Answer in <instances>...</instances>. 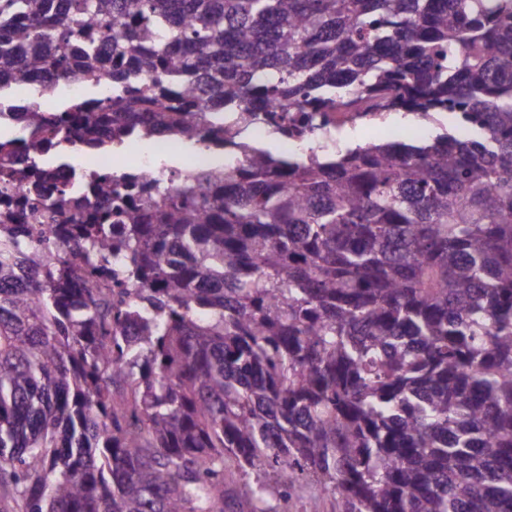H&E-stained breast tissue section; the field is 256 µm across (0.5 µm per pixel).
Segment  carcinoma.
<instances>
[{"mask_svg": "<svg viewBox=\"0 0 512 512\" xmlns=\"http://www.w3.org/2000/svg\"><path fill=\"white\" fill-rule=\"evenodd\" d=\"M106 70L0 139V512H278L271 472L341 512H512V0H0L4 83ZM274 100L472 132L173 193L21 166Z\"/></svg>", "mask_w": 512, "mask_h": 512, "instance_id": "carcinoma-1", "label": "carcinoma"}]
</instances>
